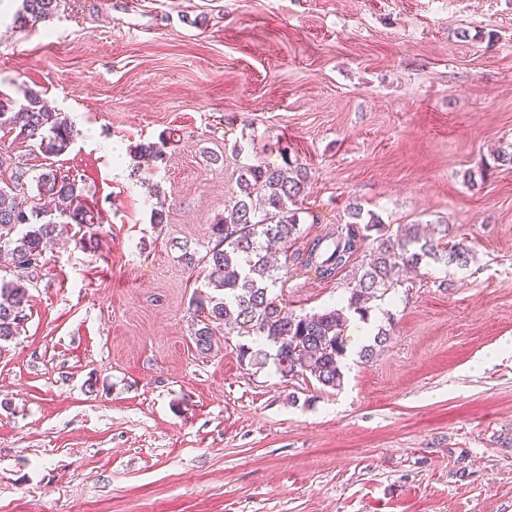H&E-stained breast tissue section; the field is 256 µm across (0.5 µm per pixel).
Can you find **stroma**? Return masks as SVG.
Returning <instances> with one entry per match:
<instances>
[{
	"instance_id": "35a3bbf8",
	"label": "stroma",
	"mask_w": 512,
	"mask_h": 512,
	"mask_svg": "<svg viewBox=\"0 0 512 512\" xmlns=\"http://www.w3.org/2000/svg\"><path fill=\"white\" fill-rule=\"evenodd\" d=\"M21 4L0 98L41 91L78 136L49 158L1 133L0 174L75 175L99 228L64 229L0 349V512H512V352L486 358L512 343V0H65L27 27ZM287 157L301 241L356 200L470 250L371 302L387 338L336 391L190 335L181 245L205 249L241 164ZM360 265L278 294L340 307Z\"/></svg>"
}]
</instances>
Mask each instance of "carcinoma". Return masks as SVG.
<instances>
[{
  "mask_svg": "<svg viewBox=\"0 0 512 512\" xmlns=\"http://www.w3.org/2000/svg\"><path fill=\"white\" fill-rule=\"evenodd\" d=\"M23 2L18 20L25 26L52 19L63 0ZM24 100L16 111L0 101V131H17L46 156L67 152L77 135L69 118L49 109L32 88ZM307 180L308 172L299 164L279 167L249 161L240 167L229 216L211 227L213 245L201 256L183 249L182 260L201 268L208 288L191 297L197 315L191 336L196 349L208 355L216 346L213 327L222 324L239 336L273 346L271 354L257 350L254 364L271 357L284 377L313 379L336 389L344 378L348 314L367 320L366 304L401 285L402 270L417 269L428 260L462 267L468 263L469 250L449 243L448 224L432 225L428 235L417 224L394 229L353 202L346 223L293 251L292 243L301 235L298 202ZM61 224L95 227L94 212L84 204L76 179L51 167L33 185L21 169L7 179L0 177V248L9 257L8 273L0 274V343L11 340L27 319L29 288L46 269ZM272 242L291 250L292 265L321 279L334 277L359 253H370L345 306L297 315L274 293L281 276L267 256Z\"/></svg>",
  "mask_w": 512,
  "mask_h": 512,
  "instance_id": "obj_1",
  "label": "carcinoma"
}]
</instances>
